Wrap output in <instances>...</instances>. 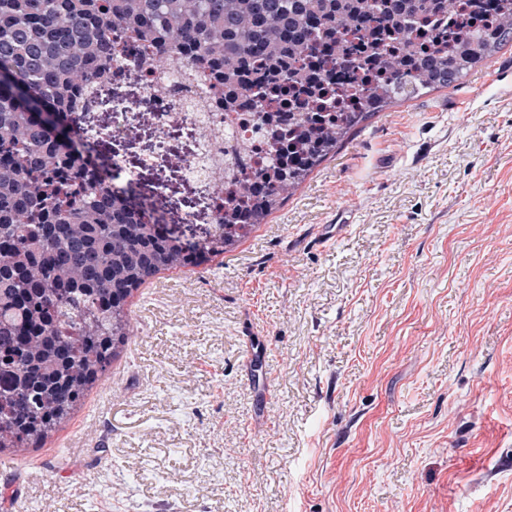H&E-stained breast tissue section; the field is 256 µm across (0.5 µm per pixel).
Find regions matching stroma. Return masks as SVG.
Returning <instances> with one entry per match:
<instances>
[{"instance_id": "obj_1", "label": "stroma", "mask_w": 512, "mask_h": 512, "mask_svg": "<svg viewBox=\"0 0 512 512\" xmlns=\"http://www.w3.org/2000/svg\"><path fill=\"white\" fill-rule=\"evenodd\" d=\"M99 142L187 238L173 130ZM66 426L0 451L23 512H512V43L375 113L267 223L131 299ZM36 464L44 480L30 476Z\"/></svg>"}]
</instances>
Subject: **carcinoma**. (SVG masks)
Segmentation results:
<instances>
[{
    "label": "carcinoma",
    "mask_w": 512,
    "mask_h": 512,
    "mask_svg": "<svg viewBox=\"0 0 512 512\" xmlns=\"http://www.w3.org/2000/svg\"><path fill=\"white\" fill-rule=\"evenodd\" d=\"M125 30L208 70L267 134L201 250L76 147L75 89ZM510 42L512 0H0V452L42 447L81 407L148 280L229 251L374 113Z\"/></svg>",
    "instance_id": "1"
}]
</instances>
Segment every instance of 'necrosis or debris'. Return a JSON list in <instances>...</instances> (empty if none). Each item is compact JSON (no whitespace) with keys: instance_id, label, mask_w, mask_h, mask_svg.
<instances>
[{"instance_id":"4bbe7bcc","label":"necrosis or debris","mask_w":512,"mask_h":512,"mask_svg":"<svg viewBox=\"0 0 512 512\" xmlns=\"http://www.w3.org/2000/svg\"><path fill=\"white\" fill-rule=\"evenodd\" d=\"M136 87L135 97H127L128 87ZM112 102V124L106 128H83L82 138L91 139L122 133L137 119L145 117L153 124L158 137H165L173 127L197 133L209 127L213 134L199 137L189 162L201 165L206 173L200 179L208 205L204 211L185 214L187 224H220L224 183L216 179L214 168L250 171L257 161L244 151V144L259 140L261 133L249 123L243 112L224 108V95L214 86L209 73L177 60L175 66L161 68L152 62V50L125 33L118 37L112 62L95 80L94 88L86 89L79 103L80 110L99 108L102 101Z\"/></svg>"}]
</instances>
